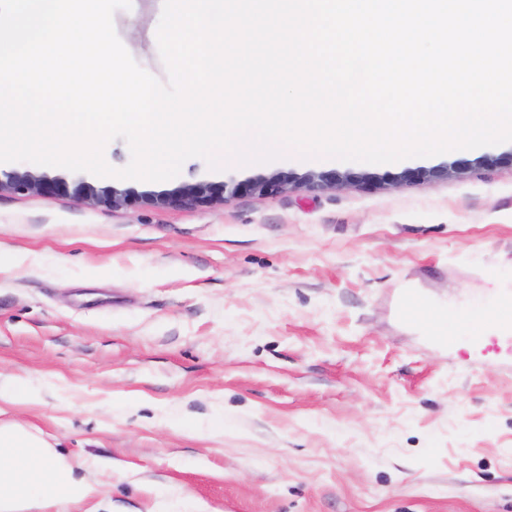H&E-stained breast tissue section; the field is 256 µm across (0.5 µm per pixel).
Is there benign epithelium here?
I'll use <instances>...</instances> for the list:
<instances>
[{
  "label": "benign epithelium",
  "instance_id": "7a95c632",
  "mask_svg": "<svg viewBox=\"0 0 512 512\" xmlns=\"http://www.w3.org/2000/svg\"><path fill=\"white\" fill-rule=\"evenodd\" d=\"M465 166L466 162L459 161L450 167L460 170ZM450 167L442 165L429 169L423 167L409 168L402 171L397 176V179L400 181H413L428 177L441 178L448 175V168ZM349 181L366 182L368 177L365 175L351 176L336 170H329L310 174L304 179V183L312 190L335 187ZM224 189L225 185L223 184L196 183L185 185L174 194L153 195L149 197V200L170 206L211 205L224 201ZM3 193L29 194L47 199L72 194L91 204L112 209L121 207L129 202L127 194L119 193L113 188L99 191L95 186L87 182H81L72 188L62 178L35 175L29 171H0V195Z\"/></svg>",
  "mask_w": 512,
  "mask_h": 512
}]
</instances>
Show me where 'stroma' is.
<instances>
[{
    "instance_id": "35a3bbf8",
    "label": "stroma",
    "mask_w": 512,
    "mask_h": 512,
    "mask_svg": "<svg viewBox=\"0 0 512 512\" xmlns=\"http://www.w3.org/2000/svg\"><path fill=\"white\" fill-rule=\"evenodd\" d=\"M164 0L113 16L135 62L168 73ZM441 179L392 165L289 156L162 182L30 162L29 171L129 194L0 196V374L42 387L12 418L100 485L97 512H512V375L468 367L398 314L400 291L461 301L512 280V142L466 152ZM379 178L299 188L311 172ZM280 175V191L247 190ZM225 183L223 203L145 202ZM223 422V433L211 432Z\"/></svg>"
}]
</instances>
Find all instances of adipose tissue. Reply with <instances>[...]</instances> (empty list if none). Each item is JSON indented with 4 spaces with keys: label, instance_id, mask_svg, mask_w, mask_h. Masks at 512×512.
<instances>
[{
    "label": "adipose tissue",
    "instance_id": "obj_1",
    "mask_svg": "<svg viewBox=\"0 0 512 512\" xmlns=\"http://www.w3.org/2000/svg\"><path fill=\"white\" fill-rule=\"evenodd\" d=\"M410 326L426 335L475 336L489 326L495 310L489 306L424 301L407 306ZM100 494L97 484L77 473L75 466L43 439L15 422L0 421V512L81 504Z\"/></svg>",
    "mask_w": 512,
    "mask_h": 512
}]
</instances>
